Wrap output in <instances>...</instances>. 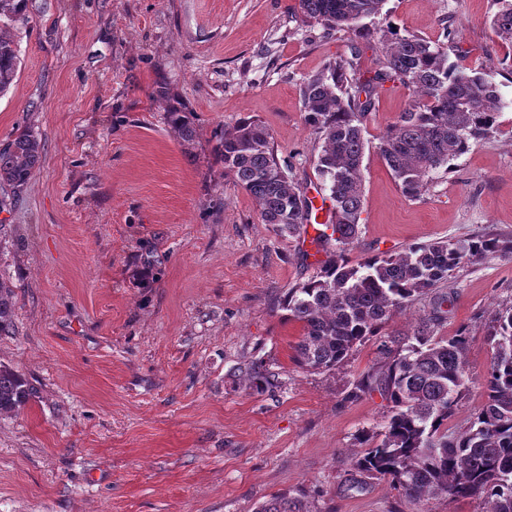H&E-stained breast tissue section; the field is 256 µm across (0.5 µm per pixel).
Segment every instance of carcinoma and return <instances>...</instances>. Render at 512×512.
Returning a JSON list of instances; mask_svg holds the SVG:
<instances>
[{"mask_svg":"<svg viewBox=\"0 0 512 512\" xmlns=\"http://www.w3.org/2000/svg\"><path fill=\"white\" fill-rule=\"evenodd\" d=\"M28 0H0V19L23 21ZM384 0H297L303 17L331 31L352 30L377 39V68L366 74L357 55L339 56L307 77L300 88L305 121L322 141L314 159L328 181L330 220L313 242L336 244L333 258L311 278L288 290V320L301 324L295 362L310 370H330L357 345L379 335L393 316L429 297L428 310L410 332L380 341L382 371L359 375L347 392L354 402L377 391L389 403L378 432L357 437L362 451L353 469L367 478H386L412 502L444 496L477 497L485 512H512V305L495 315L488 336L493 357L485 377L483 403L470 414L463 432L448 431L450 419L469 389L466 358L470 332L460 326L451 337L436 335L448 319L445 288L457 269L492 257H512V239L472 236L411 245L399 254L376 255L353 264L346 252L358 238L363 204L361 168L364 121L379 88L397 82L412 89L414 103L381 137L379 155L404 196L416 199L428 174L468 152L489 136L506 102L485 69L451 62L442 47L388 28L373 33L362 20L379 14ZM490 26L512 45V0H501ZM19 64L15 44L0 30V94L13 83ZM167 120L180 139L196 137L192 112L165 86ZM224 174L249 193L263 223L279 235L307 227L312 201L280 162L269 131L243 118L216 144ZM43 145L31 131L0 150V190L22 191L40 164ZM15 292L0 278V335L13 328ZM249 387L263 392L275 375L254 364ZM30 396L25 378L0 366V414L12 413ZM255 512H312L301 497L276 495Z\"/></svg>","mask_w":512,"mask_h":512,"instance_id":"carcinoma-1","label":"carcinoma"}]
</instances>
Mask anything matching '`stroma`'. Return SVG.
Returning <instances> with one entry per match:
<instances>
[{
	"label": "stroma",
	"instance_id": "obj_1",
	"mask_svg": "<svg viewBox=\"0 0 512 512\" xmlns=\"http://www.w3.org/2000/svg\"><path fill=\"white\" fill-rule=\"evenodd\" d=\"M296 0H28L5 23L20 59L0 94V149L37 134L42 160L0 208V278L15 291L0 366L31 395L0 416V512H254L275 495L313 512H421L390 480L353 487L356 435L381 431L380 394L351 402L378 368L375 340L329 371L298 366L302 327L282 308L326 253L276 235L215 151L243 117L266 126L315 205L329 195L300 87L339 55L378 54L351 31L295 14ZM495 0H386L368 28L443 43L491 70L506 102L494 133L402 195L377 145L412 104L385 83L366 118L360 234L351 262L474 234L512 237V45L492 31ZM187 104L183 142L156 95ZM442 335L468 326L469 392L448 428L484 400L487 324L512 303V259L459 269ZM278 382L248 386L252 362Z\"/></svg>",
	"mask_w": 512,
	"mask_h": 512
}]
</instances>
